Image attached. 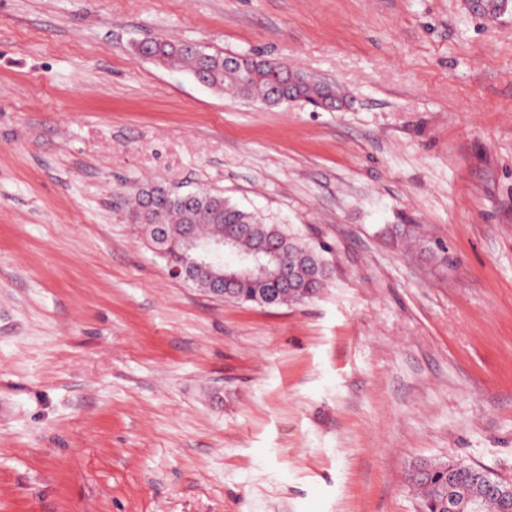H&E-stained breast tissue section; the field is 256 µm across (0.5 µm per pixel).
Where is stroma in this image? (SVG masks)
I'll return each mask as SVG.
<instances>
[{
  "mask_svg": "<svg viewBox=\"0 0 512 512\" xmlns=\"http://www.w3.org/2000/svg\"><path fill=\"white\" fill-rule=\"evenodd\" d=\"M287 63L336 110L142 58ZM153 181L324 244L313 300L172 278ZM512 482V0H0V512H419ZM459 467H469L470 469L464 470ZM451 471L466 472V474H461L458 477L459 488H465L472 495H483V487L479 482L475 481L473 474L469 473L489 471L479 466L450 460L446 463L430 466L422 481L412 482L419 490L422 512H503L502 505L498 499L503 502L504 508L509 506L508 502L510 500L512 502V482H504L499 479H484V487L487 494L498 499L484 496L486 501L483 505L484 511H482V501L475 497L462 496L457 493L455 476H448V473ZM447 485L448 503L443 494V489Z\"/></svg>",
  "mask_w": 512,
  "mask_h": 512,
  "instance_id": "35a3bbf8",
  "label": "stroma"
}]
</instances>
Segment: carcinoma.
<instances>
[{"mask_svg": "<svg viewBox=\"0 0 512 512\" xmlns=\"http://www.w3.org/2000/svg\"><path fill=\"white\" fill-rule=\"evenodd\" d=\"M140 55L164 65H183L191 72L203 70L210 83L222 85L223 90L238 95L245 93L257 99L287 85L288 81V66L283 63L262 60L258 66L250 68V74L243 78L224 71V62L228 60L224 52L209 47L199 49L193 43L174 42L163 36L142 42ZM148 203L155 213L154 222L164 225V233L157 236L146 232L147 242L169 265L181 260L179 241L186 224L192 225L199 235L221 233L229 224H247L255 232L240 238L236 250L251 251L262 241L284 249L295 268L293 287L285 288L273 281L260 279L246 280L238 292L229 297L231 301L267 306L272 298L277 305L284 302L303 303L328 285L331 267L324 256L329 251L328 247L312 246L283 225L270 224L257 213L230 203L221 193H177L161 184L147 185L140 189L136 197V206L131 213L134 223L145 224L142 210ZM461 466L463 463L454 460L432 466L422 481L414 483L420 494L421 512H448L443 489L448 485V473L459 470ZM483 472L485 469L479 466L470 467L458 477V486L472 495L483 493V487L474 477V474Z\"/></svg>", "mask_w": 512, "mask_h": 512, "instance_id": "cac0c4a2", "label": "carcinoma"}]
</instances>
